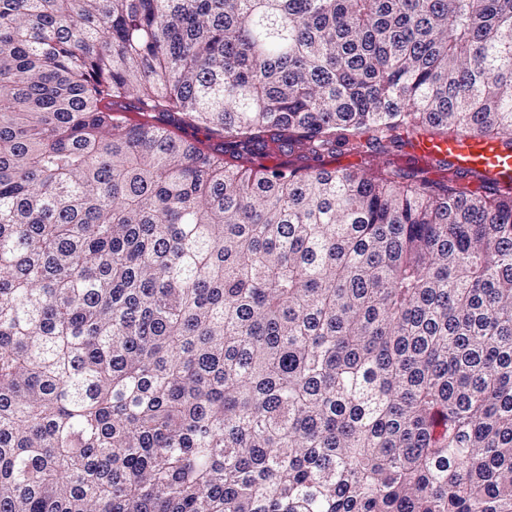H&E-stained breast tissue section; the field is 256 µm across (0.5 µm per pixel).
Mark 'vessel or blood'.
<instances>
[{
	"mask_svg": "<svg viewBox=\"0 0 512 512\" xmlns=\"http://www.w3.org/2000/svg\"><path fill=\"white\" fill-rule=\"evenodd\" d=\"M408 159L439 170L447 166L464 185L512 192V145L500 139L461 135L448 139L423 136L405 146Z\"/></svg>",
	"mask_w": 512,
	"mask_h": 512,
	"instance_id": "b4317fda",
	"label": "vessel or blood"
}]
</instances>
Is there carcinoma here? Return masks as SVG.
I'll return each mask as SVG.
<instances>
[{
  "instance_id": "1",
  "label": "carcinoma",
  "mask_w": 512,
  "mask_h": 512,
  "mask_svg": "<svg viewBox=\"0 0 512 512\" xmlns=\"http://www.w3.org/2000/svg\"><path fill=\"white\" fill-rule=\"evenodd\" d=\"M420 132L512 0H0V512H512V193L319 165ZM134 111H135V109L131 108L129 112H122L121 115L124 116L130 123H137V122L143 121L145 118H148L149 120H151L152 123L163 122L167 125V123L169 122V119L167 117H162V116L159 117V114L155 113V112H147V113H151L150 115L154 116L153 118H149V117H147V114H146V116H143L142 114H140V113H146V112H134ZM167 126L172 131V134L175 138L182 139V140H188L191 142H200V144H199L200 147H204V148L209 147L211 149H217V148H220V144L223 140L220 137V135L211 133L208 130H206L205 128L186 127V128L178 129L172 125H167Z\"/></svg>"
}]
</instances>
